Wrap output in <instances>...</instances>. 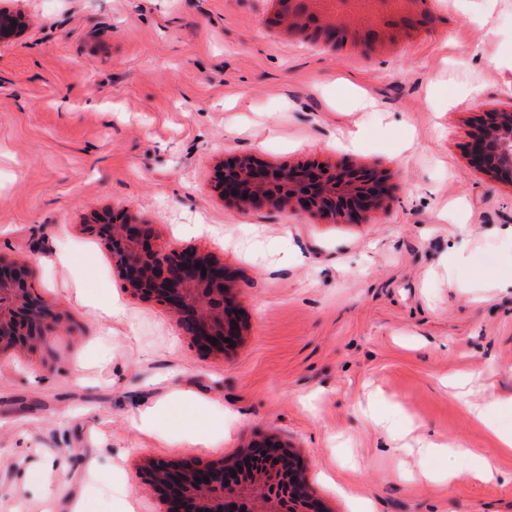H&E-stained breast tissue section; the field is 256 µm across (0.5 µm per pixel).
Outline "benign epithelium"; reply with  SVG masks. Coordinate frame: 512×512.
<instances>
[{
  "label": "benign epithelium",
  "mask_w": 512,
  "mask_h": 512,
  "mask_svg": "<svg viewBox=\"0 0 512 512\" xmlns=\"http://www.w3.org/2000/svg\"><path fill=\"white\" fill-rule=\"evenodd\" d=\"M25 29L21 13L0 7V45ZM466 149L476 167L512 185V107L490 113ZM221 173L217 188L228 202L269 204L332 223H359L391 197L385 175L346 163L270 166L237 158ZM84 229L111 252L122 286L166 308L191 346L222 355L243 335L236 285L223 261L161 243L154 225L128 210L95 212ZM60 327V315L34 291L28 262L0 255V356L47 344ZM145 475L159 489L164 512H327L309 489L300 457L270 435L217 463L151 460Z\"/></svg>",
  "instance_id": "obj_1"
}]
</instances>
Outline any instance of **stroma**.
Listing matches in <instances>:
<instances>
[{
    "label": "stroma",
    "instance_id": "35a3bbf8",
    "mask_svg": "<svg viewBox=\"0 0 512 512\" xmlns=\"http://www.w3.org/2000/svg\"><path fill=\"white\" fill-rule=\"evenodd\" d=\"M9 7L27 27L0 46V254L29 261L63 329L0 356V512H70L80 496L117 512L114 487L134 512H162L146 459L217 461L262 434L300 454L328 512L362 498L369 512H512V455L494 436L512 432V187L466 152L512 104V0H437L410 34L323 50L270 26V0ZM452 87L479 99L449 106ZM360 96L379 111H358ZM233 157L374 169L393 199L359 224L229 205L216 175ZM107 208L223 260L247 324L224 355L124 290L83 227ZM452 376L498 399L489 424ZM162 402L166 418L142 424ZM199 411L208 445L180 436ZM377 412L469 450V472L423 477ZM484 459L497 479L471 476Z\"/></svg>",
    "mask_w": 512,
    "mask_h": 512
}]
</instances>
